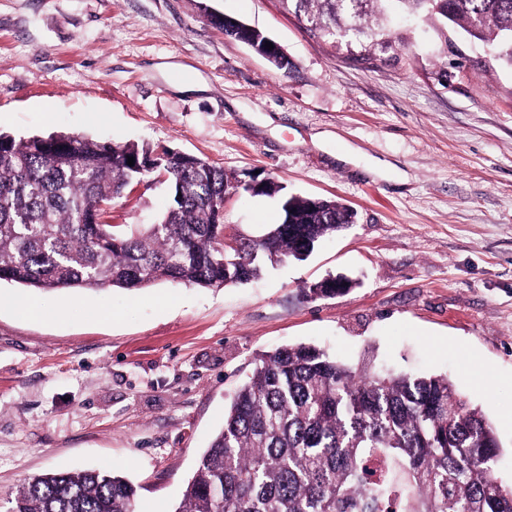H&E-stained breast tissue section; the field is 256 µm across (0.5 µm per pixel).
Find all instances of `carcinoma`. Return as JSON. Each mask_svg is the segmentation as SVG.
Masks as SVG:
<instances>
[{
  "label": "carcinoma",
  "mask_w": 512,
  "mask_h": 512,
  "mask_svg": "<svg viewBox=\"0 0 512 512\" xmlns=\"http://www.w3.org/2000/svg\"><path fill=\"white\" fill-rule=\"evenodd\" d=\"M355 60L411 68L448 57L461 29L512 68V0H283ZM250 47L271 41L247 29ZM148 151L133 143L56 133L0 132V282L39 291L139 290L158 281L204 288L246 283L266 263L303 261L352 223L333 200L289 195L271 178L256 195L281 193V222L237 249L224 248L218 209L240 181L196 157L164 150L170 203L143 228L109 223L112 203L143 180ZM135 158L134 165L127 164ZM348 282L304 289L330 297ZM496 428L446 376L365 372L310 345L263 355L235 392L224 426L170 512H512V486L496 475ZM8 512H137L136 489L114 471L26 478Z\"/></svg>",
  "instance_id": "carcinoma-1"
}]
</instances>
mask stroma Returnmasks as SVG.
<instances>
[{
    "label": "stroma",
    "instance_id": "1",
    "mask_svg": "<svg viewBox=\"0 0 512 512\" xmlns=\"http://www.w3.org/2000/svg\"><path fill=\"white\" fill-rule=\"evenodd\" d=\"M262 30L277 68L215 24ZM445 67L374 68L281 0H0V131L68 132L203 158L349 205L355 222L246 284L0 293V512L25 478L113 470L171 512L262 354L311 344L352 367L445 375L492 421L512 484V69L452 33ZM150 174L115 224L158 221ZM277 198L224 205L261 235ZM345 294L306 300L328 276Z\"/></svg>",
    "mask_w": 512,
    "mask_h": 512
}]
</instances>
